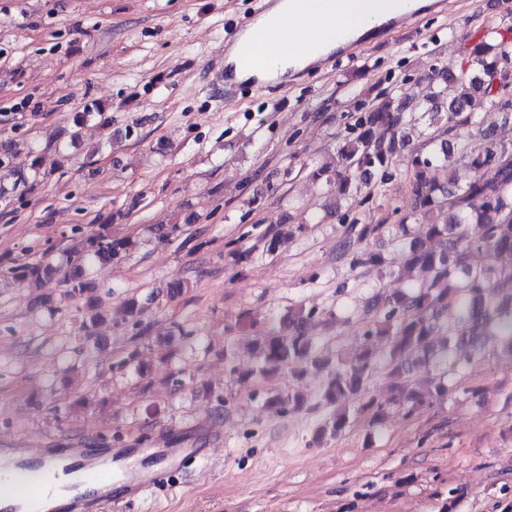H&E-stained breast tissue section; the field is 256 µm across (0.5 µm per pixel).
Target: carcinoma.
I'll return each mask as SVG.
<instances>
[{"mask_svg":"<svg viewBox=\"0 0 512 512\" xmlns=\"http://www.w3.org/2000/svg\"><path fill=\"white\" fill-rule=\"evenodd\" d=\"M471 67L458 72L445 70L438 79L456 85L457 94L443 108L431 107V120L443 114L446 127L412 149L409 164L413 184L407 210L397 219L404 241L406 261L400 276L424 273L409 292L384 296V312L365 330L363 354L346 361L320 353L306 334L313 313L299 309L288 314V327L271 329L261 338L257 373L271 375L283 367L300 373L309 365L328 369L330 377L322 394L332 407L341 400L355 398L357 409L333 412L316 439L342 433L354 413L371 411L376 418L385 407L375 402L368 385L375 371L370 337L377 336L388 348L392 390L402 403L404 416L415 408L451 396L459 386L454 380L462 365L480 361L486 341L498 337L512 353V143L487 141L484 119L475 112L476 98L490 103L488 111H500V93L512 88V53L497 31L490 29L470 49ZM103 115L94 104L76 116L72 142L79 141V128ZM355 135L342 140L337 149L336 169L315 168L311 177L325 181L339 197L351 195L359 176L385 180L390 163L410 139L405 132V103L387 93L378 103L355 117ZM457 133L460 146L470 157V175L464 183L450 172L439 181L436 171L440 157L448 155L444 134ZM417 224L412 232L409 225ZM109 225L86 239L87 255L93 261H112L132 250L130 239L112 241ZM383 224L346 226L339 247L350 255V265L372 273L382 264L381 255L369 248L371 238L383 231ZM472 252H482L488 261L481 267L468 263ZM8 272L22 282L41 288L53 281L60 268L52 263H26ZM86 272L75 267L65 274L71 294L81 296L88 288ZM456 306L454 320L440 323L448 312V300ZM444 337V351L436 352L434 336ZM431 363L448 372V383L430 378L427 387L411 384L410 374L421 363Z\"/></svg>","mask_w":512,"mask_h":512,"instance_id":"carcinoma-1","label":"carcinoma"}]
</instances>
